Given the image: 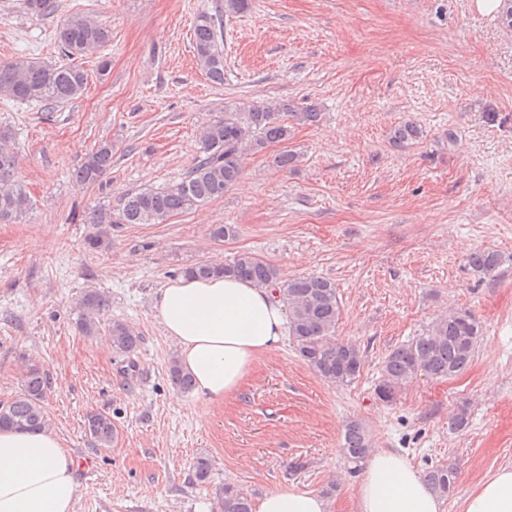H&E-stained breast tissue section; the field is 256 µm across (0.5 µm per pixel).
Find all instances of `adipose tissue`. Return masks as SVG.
Instances as JSON below:
<instances>
[{"mask_svg": "<svg viewBox=\"0 0 512 512\" xmlns=\"http://www.w3.org/2000/svg\"><path fill=\"white\" fill-rule=\"evenodd\" d=\"M156 309L196 392L215 403L239 389L259 355L281 346L288 322L267 289L222 276L170 281ZM78 487L76 461L55 432L0 431V512H76ZM257 512H327V505L309 491L274 488ZM355 512H441V503L402 455L378 448L356 489ZM461 512H512V466L483 481Z\"/></svg>", "mask_w": 512, "mask_h": 512, "instance_id": "obj_1", "label": "adipose tissue"}]
</instances>
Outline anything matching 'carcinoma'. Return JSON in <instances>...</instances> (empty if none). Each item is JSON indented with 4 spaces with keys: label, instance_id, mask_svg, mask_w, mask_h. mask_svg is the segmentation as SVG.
<instances>
[{
    "label": "carcinoma",
    "instance_id": "obj_1",
    "mask_svg": "<svg viewBox=\"0 0 512 512\" xmlns=\"http://www.w3.org/2000/svg\"><path fill=\"white\" fill-rule=\"evenodd\" d=\"M251 0H216L212 8L200 12L193 29V46L198 66L208 78L224 83V16L249 10ZM21 8L37 19L56 10L54 0H23ZM55 37L61 55L70 59L92 55L105 46L110 30L86 15H72L56 28ZM87 85V74L81 67L68 63L46 64L34 58H21L0 64V98L17 103H41L45 106L68 103L81 96ZM288 113L293 120L312 124L318 120L315 109L301 111L290 103L244 105L225 108L201 128L198 134L200 154L194 166L179 180L159 189L129 192L122 199L117 214L110 208H96L85 217L92 226L86 244L92 249L111 244L115 224H164L172 216L193 207L215 201L233 186L243 170L247 150H259L268 143L286 141L291 126L280 119ZM424 131L413 121H405L391 131L396 145L421 140ZM112 141L100 142L74 173L83 186L100 182L112 169ZM18 155L12 147V133L0 128V223L19 220L29 209V197L17 178ZM501 264L498 253L476 250L468 257V265L479 274L489 275ZM183 274L206 279L218 275L232 276L250 284L267 288L288 308V328L295 350L321 379L342 387L351 384L360 374L362 355L357 345L338 342L334 338L341 314L336 286L331 280L314 275L283 281L275 265L243 252L222 265L197 262ZM106 296L95 288L85 289L79 299L81 314L76 327L85 336L99 330V317L108 306ZM112 346L127 355L141 342L139 333L128 323L114 320L108 326ZM480 327L466 310H452L436 319L419 336L391 350L385 357L376 387L378 399L384 403L396 400L404 386L418 372L436 380H448L467 370L473 362ZM171 384L182 392L194 389L192 378L183 371L177 358L169 362ZM49 376L43 367L31 364L23 378L22 390L12 400L0 402V430L40 431L49 427L44 400ZM86 433L100 448L117 442L118 430L106 413L87 415ZM372 448L367 428L359 421L347 424L343 452L357 463ZM458 469L453 463L434 465L424 474L428 488L441 498L456 488ZM193 477L200 484L211 483L212 464L200 456L193 465ZM218 512H254L252 498L235 485L224 484L216 489Z\"/></svg>",
    "mask_w": 512,
    "mask_h": 512
}]
</instances>
